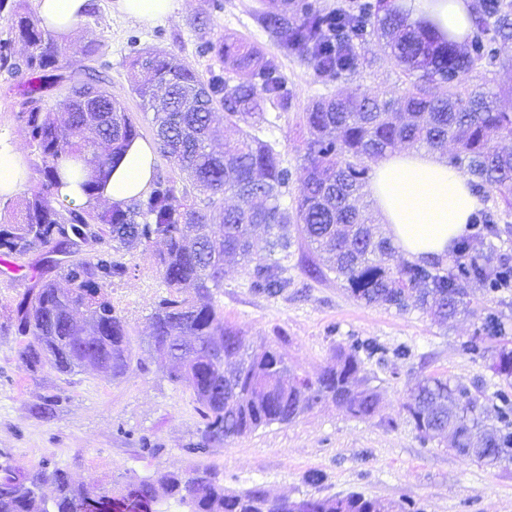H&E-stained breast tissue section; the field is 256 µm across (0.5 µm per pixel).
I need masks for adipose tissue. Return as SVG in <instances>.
Listing matches in <instances>:
<instances>
[{
  "instance_id": "ef3b65f1",
  "label": "adipose tissue",
  "mask_w": 512,
  "mask_h": 512,
  "mask_svg": "<svg viewBox=\"0 0 512 512\" xmlns=\"http://www.w3.org/2000/svg\"><path fill=\"white\" fill-rule=\"evenodd\" d=\"M38 18L59 40H68L83 19L86 0H34ZM415 19L427 22L456 43L472 35V0H403ZM156 153L134 140L105 185L99 201L127 202L146 196L153 183ZM387 235L401 253L416 260L447 256L466 235L480 201L469 176L425 150L392 152L372 167L367 187Z\"/></svg>"
}]
</instances>
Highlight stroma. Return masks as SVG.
Here are the masks:
<instances>
[{
    "label": "stroma",
    "instance_id": "35a3bbf8",
    "mask_svg": "<svg viewBox=\"0 0 512 512\" xmlns=\"http://www.w3.org/2000/svg\"><path fill=\"white\" fill-rule=\"evenodd\" d=\"M93 13L84 17L71 40L99 44L90 59L70 58L72 66L104 67L112 93L133 113L144 140H152L151 115L140 112L132 91L133 48L175 54L203 75L224 74V60L204 51V43L234 35L279 55L294 105L282 113L273 131L285 166L296 168L307 136L301 112L326 85L313 66L295 55L280 56L277 45L254 18L259 0H178L174 12L146 26L113 13L112 0H88ZM369 67L344 79L350 91L400 96L403 77L384 56L381 44L367 40L357 48ZM28 74L0 68V141L21 150L27 167L22 194L38 180L37 156L26 147L18 118L20 90ZM128 277L112 286V305L127 324L132 352L128 372L85 366L71 374L47 369L30 374L17 357L18 338L10 331L15 303L44 266L42 252L15 260L17 277H0V462L25 467L42 462L64 470L76 484H122L131 476L155 478L216 467L224 487L241 491L261 486L274 496L294 499L344 496L353 492L382 501H413L419 512H512V470L478 464L437 443H422L405 421L402 397L409 382L422 374L448 377L479 396L493 413L495 378L486 359L467 355L461 343L472 335L480 313L496 310L512 319V289L494 294L470 291L474 316L442 327L418 311L372 307L355 301L335 276L320 277L322 261L307 245L296 244L287 261L294 284L276 297L251 292L247 269L224 261V319L243 329L250 341L280 343L295 372L316 377L332 362L336 347L355 338L381 345L383 360L365 368L380 403L369 420L351 417L335 404L315 406L289 424L274 423L231 442L211 444L202 454L189 452L202 420L192 390L169 378L171 365L151 343V313L166 288L150 251L136 247L126 254ZM409 355L395 357L398 347ZM53 401L44 417L35 407ZM322 479L306 482L308 473Z\"/></svg>",
    "mask_w": 512,
    "mask_h": 512
}]
</instances>
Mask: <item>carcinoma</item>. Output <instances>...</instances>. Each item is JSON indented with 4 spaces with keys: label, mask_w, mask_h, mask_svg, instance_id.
Wrapping results in <instances>:
<instances>
[{
    "label": "carcinoma",
    "mask_w": 512,
    "mask_h": 512,
    "mask_svg": "<svg viewBox=\"0 0 512 512\" xmlns=\"http://www.w3.org/2000/svg\"><path fill=\"white\" fill-rule=\"evenodd\" d=\"M11 35L0 40V65L31 74L57 70L60 59L97 55L95 43L58 41L23 5L13 6ZM257 19L285 53L313 63L322 78L357 72L356 43L383 42L386 60L404 77L403 110L391 100L367 92L330 89L303 112L308 138L302 164L293 172L283 165L276 142L267 137L274 122L271 106L292 107L277 57L243 38H224L216 50L236 79L209 78L182 64L175 55L151 50L135 52L132 90L143 113L154 111V143L158 154L185 176L196 195L175 181L158 178L151 192L133 203L60 202L62 162L90 167L84 183L88 195L107 181L115 160L140 136L122 101L112 95L107 75L93 69L53 75L60 100L43 103L40 88L25 89L19 118L28 148L37 155L41 179L21 203L14 222L0 224V253L11 257L43 250L47 265L35 284L19 298L12 313L15 335L23 338L19 360L32 373L46 368L62 374L92 361L123 375L131 363L126 322L112 307L114 281L129 274L123 257L143 246L167 288L151 316L157 343L175 350L183 336L198 344L196 354L171 369L172 381L189 386L203 420L200 451L212 441H227L274 423L288 424L323 402H332L360 419L373 417L379 398L369 387L365 361L385 350L373 339H355L334 350V363L318 377L305 375L283 388L279 376L291 370L271 345L250 348L244 331L224 321L218 296L224 294V257L236 256L249 269L250 288L275 297L291 280L282 260L299 237L326 255L327 270L356 301L399 311L414 309L446 324L472 314L468 289L497 293L512 288V265L493 262L455 246L454 264L415 262L396 255L391 239L368 225L357 198L367 186L369 162L399 145L444 153L456 146L452 162L471 176L476 193L494 196L503 212H512V153L498 150L497 140L512 137V112L499 108L498 95L473 83L482 61L496 63L499 41L512 38V0H478L473 7V37L461 47L424 22L414 21L396 0H366L356 10L320 12L309 3L257 11ZM20 41L25 56L17 59ZM96 87L98 103L86 99L87 85ZM164 87L174 107L161 112L155 90ZM223 111V125L213 123ZM237 137L224 142V153L208 150L224 137V125ZM299 182L295 205L282 198L292 178ZM258 205L224 207V196ZM479 223L490 237L507 244L512 224L504 226L487 213ZM98 241L93 255L85 247ZM63 272L66 286L51 276ZM85 315L79 346L70 340L67 323ZM512 335V322L489 312L474 335L461 342L463 352L485 357L489 338ZM237 357L232 377L224 378V354ZM490 370L502 386L494 393L496 422L489 424L479 398L445 377H417L401 404L407 423L420 441L431 443L450 431L455 451L491 466H512V348L502 344L491 357ZM185 512H290L259 486L240 492L224 489V479L210 467L189 474L166 473L157 479L132 477L119 488L75 485L68 474L44 462L28 470L0 464V512H157L155 483ZM51 483L57 495L48 502L38 488ZM381 501L352 493L310 498L302 512H387Z\"/></svg>",
    "instance_id": "cac0c4a2"
}]
</instances>
